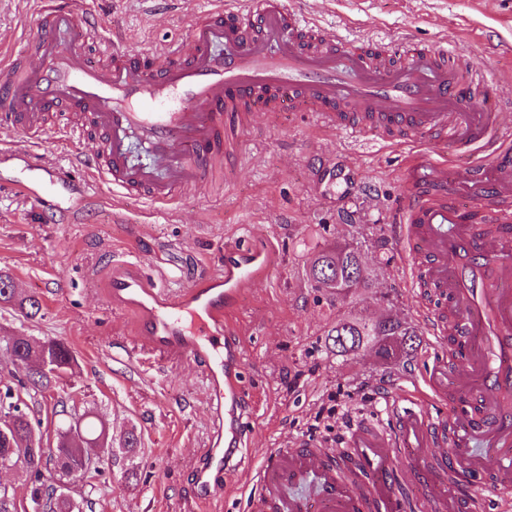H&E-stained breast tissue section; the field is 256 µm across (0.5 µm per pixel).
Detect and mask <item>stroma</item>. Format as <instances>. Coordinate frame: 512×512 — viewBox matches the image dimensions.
I'll return each instance as SVG.
<instances>
[{"mask_svg":"<svg viewBox=\"0 0 512 512\" xmlns=\"http://www.w3.org/2000/svg\"><path fill=\"white\" fill-rule=\"evenodd\" d=\"M210 0H85L100 30L120 34L147 50L186 40ZM285 7L342 40L426 43L447 41L472 63L505 103L512 125V0H283ZM37 0H0V53L14 50L36 32ZM0 272L8 274L16 302H0V337L22 332L63 342L76 365L50 396H27L41 420L44 445H55L58 423L87 416L109 434L135 430L140 453L134 471L114 461L110 449L91 454L100 473L72 479L26 464L0 472V485L16 492L18 512H34V477L66 486L92 512H253V489L239 475L226 476L230 490L201 504L192 472L209 448L213 408L201 362L166 359L135 351L133 312L108 298L105 282L123 263L137 264L161 287L179 290L197 266L218 267L225 246L249 244L268 254L271 266L245 289L228 322L240 339L243 382L249 394L245 445L248 469L258 468L269 448L302 438L330 454L348 445L353 427L369 420L387 425L393 399L416 408L436 407L449 422L457 402L434 404L421 378L435 340L414 315L418 292L388 230V217L406 192L401 173L415 142H387L366 133L350 135L318 126L313 113L258 117L244 139L245 157L234 181L214 196L188 190L171 204H154L88 187L89 175L74 168L89 144L77 137L51 138L40 146L19 132L0 129ZM42 155L35 173L26 161ZM336 167V188L318 187L315 175ZM72 167V181L54 182L57 167ZM58 195L45 208L27 184ZM340 242L356 248L375 275L374 285L338 305L312 287L306 274L314 251ZM39 302L27 316L20 301ZM378 319L387 315L415 331V350L382 360L367 349L336 355L328 332L350 310Z\"/></svg>","mask_w":512,"mask_h":512,"instance_id":"1","label":"stroma"}]
</instances>
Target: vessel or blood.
<instances>
[{
    "label": "vessel or blood",
    "mask_w": 512,
    "mask_h": 512,
    "mask_svg": "<svg viewBox=\"0 0 512 512\" xmlns=\"http://www.w3.org/2000/svg\"><path fill=\"white\" fill-rule=\"evenodd\" d=\"M485 87L481 69L447 42L364 49L315 28L282 0L203 11L187 40L154 54L117 48L77 0H39L36 36L0 61V126L39 140L50 113L77 115V133L92 144L77 166L156 204L231 176L260 112H312L325 127L367 128L386 141L427 139L402 173L407 193L391 218L394 240L427 288L415 310L429 335L471 346L456 369L431 355L424 382L434 400L452 395L475 411L457 415L448 441L426 412L398 406L391 431L364 422L348 448L385 512H400L395 449L450 459V468L425 476L441 488L449 470H481L471 453L481 446L495 464L484 488L488 508L512 512V128ZM451 146L474 153L465 171L449 164ZM265 270L259 251L234 246L219 271H197L175 296L136 267L106 284L113 303L135 313L142 348L204 363L214 434L192 476L199 500L221 497L224 475L244 463L243 360L224 316ZM320 455L306 440L267 449L250 474L260 512H360L358 496ZM306 479L323 491L317 503L288 493Z\"/></svg>",
    "instance_id": "b4317fda"
}]
</instances>
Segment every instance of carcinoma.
<instances>
[{"label":"carcinoma","mask_w":512,"mask_h":512,"mask_svg":"<svg viewBox=\"0 0 512 512\" xmlns=\"http://www.w3.org/2000/svg\"><path fill=\"white\" fill-rule=\"evenodd\" d=\"M328 271V279L337 283V290L331 295L344 300L354 297L359 290L372 287V275L363 266L359 255L342 246H331L318 251L310 260L309 279H315ZM354 338L348 348L337 349V354L347 355L363 347L379 344L378 354L388 357L395 350H411L413 345L406 343L412 333L402 329V326L391 318L370 321L357 314H348L336 321L329 336L336 338L341 334ZM5 342L6 350L18 371L23 373L19 386L36 394H43L51 388L52 380L72 369L75 363L71 350L62 342L47 339L36 341L21 333L5 336L0 339ZM50 360L53 370L47 373L35 372L36 366ZM8 418L9 431L0 433V467L12 466L24 462L35 468V474H40L38 465L42 460L52 461L57 468L67 476L75 479L85 478L84 448L81 442H105V447H112V438L105 429H97L91 423L75 419L57 430V443L54 448H46L42 443L34 442L35 428L41 425V420L30 416L28 404L21 398L15 397L12 388L8 387L0 393V417ZM139 438L134 431H129L123 437L119 448L122 458L132 465L139 454ZM31 501L37 506L38 512H82L83 504L62 495L54 494L49 489L37 483H32L29 493Z\"/></svg>","instance_id":"carcinoma-1"}]
</instances>
